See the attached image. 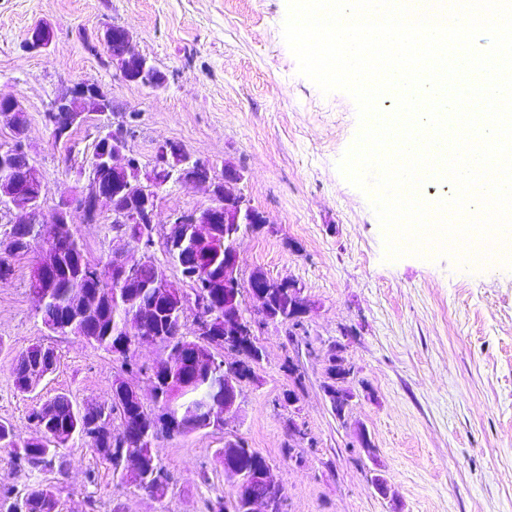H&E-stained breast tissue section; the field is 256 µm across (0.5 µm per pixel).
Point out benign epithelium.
I'll return each mask as SVG.
<instances>
[{
    "instance_id": "benign-epithelium-1",
    "label": "benign epithelium",
    "mask_w": 512,
    "mask_h": 512,
    "mask_svg": "<svg viewBox=\"0 0 512 512\" xmlns=\"http://www.w3.org/2000/svg\"><path fill=\"white\" fill-rule=\"evenodd\" d=\"M53 30L43 24H37L26 34L22 47L28 53H40L48 49L53 41ZM134 33L120 25L104 29L97 43L106 50L108 61L119 71L123 79L142 86L159 89L166 84L165 74L144 55L136 52ZM108 119V130L112 131V151L99 152L92 156L88 174L84 183L70 187L62 192L52 212L51 223H71V210L83 212L85 219L93 222L97 219L101 205L110 207L112 223L136 224L142 233H153L156 224L157 202L163 190V184L152 179L151 174L142 172V164L126 138V114L113 112L109 106V95L95 82L85 81L80 85H71L60 91L43 115L45 125L56 133L65 132V126L75 122H86L90 115L104 116ZM28 118L21 101L15 97H0V128L10 132V142L0 146V168L15 163V142L25 135ZM154 157L159 163H171L179 170L177 183L183 186L205 188L212 198L211 205L189 211H177L170 214L166 228L176 234L189 233L197 240L210 238L211 225L237 224L244 214L250 215L255 226L251 230L264 228L265 216H256L246 197L238 191L243 181L242 172L233 165H224V172L217 173L216 166L191 154L186 147L173 140H165L156 146ZM45 183L40 170L31 163L28 153H23L20 173L7 181L0 180V205L8 211L22 214L19 223L31 227L29 238H43L48 241L37 257L38 272L49 277L59 268L66 258L65 243L59 236L44 226L43 201ZM123 236L133 243V251L127 255L106 257L93 274L100 284L112 286V296L118 297L126 292L127 283L141 264L151 261L149 252L136 244L131 231ZM224 262V310L207 309L196 306L193 296L181 289V284L169 278L161 277L157 282V292L193 311L194 335L204 337L197 345V355L201 362L212 359L211 346L207 339L224 337V351L241 356V346L251 347L255 360L252 368L260 366L264 359L263 346L257 333L264 328L279 325L268 318L266 303L268 290L264 277L245 279L239 265L236 241L229 243ZM277 284L288 289L293 303L289 308L296 309L300 316H308L314 309V303L304 295V290L293 279H281ZM106 293L97 290L94 293L76 292L73 294L74 306L85 315L92 313ZM151 308L144 304L135 314L129 315L120 327L124 339L114 355L128 360L144 344H156L160 339L144 324L149 322ZM240 362L224 364V398L213 400L200 399L190 407V414L205 422L211 428L237 417L241 407L242 381L236 373ZM166 419L177 422L185 415L181 395H171L164 406ZM241 441L231 435L224 439L227 457L224 459V476L232 482L235 495L244 499V512H277L278 501L264 494L253 493L249 489L252 479L260 486L269 489L280 487L269 467L251 478L245 475L234 463ZM140 457L128 449L120 456L119 469L122 475L133 481L138 478Z\"/></svg>"
}]
</instances>
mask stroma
Listing matches in <instances>:
<instances>
[{"instance_id": "obj_1", "label": "stroma", "mask_w": 512, "mask_h": 512, "mask_svg": "<svg viewBox=\"0 0 512 512\" xmlns=\"http://www.w3.org/2000/svg\"><path fill=\"white\" fill-rule=\"evenodd\" d=\"M287 0H0V95L19 98L28 117L27 152L46 185L45 211L89 168L104 120L91 116L55 142L43 114L61 86L95 80L114 105L137 115L130 146L151 165L157 142H181L195 156L231 164L241 190L264 213L268 229L239 238L243 274L297 280L317 304L306 332L268 327L266 357L242 386L241 409L228 433L267 457L288 512H512V264L496 256L458 263L435 250L385 256L384 233L369 196L349 183L338 162L359 130L356 106L342 91L322 94L298 72L282 37ZM51 25L52 45L23 50L27 31ZM127 27L136 50L167 76L152 90L125 81L88 52L107 26ZM204 189L167 185L158 222L209 206ZM90 261L125 254L112 228L72 214ZM41 243L11 258L0 284V420L17 442L30 438L34 405L58 394L77 404L107 398L121 362L102 348L49 332L28 279ZM350 327L354 336L341 337ZM356 376L347 421L336 419L322 389L325 357L336 341ZM52 346L54 371L19 392L12 363L33 343ZM305 387L295 409L278 405L291 386L287 363ZM305 424L315 447L286 453L289 420ZM367 430L373 453L360 448ZM225 433V434H228ZM224 433L209 429L162 439L158 458L171 477L158 502L116 476L84 441L66 450L67 473L16 470L0 448V488L12 494L57 484L59 512H205L207 500L232 499L219 453ZM380 466L397 499L381 498L368 479Z\"/></svg>"}]
</instances>
